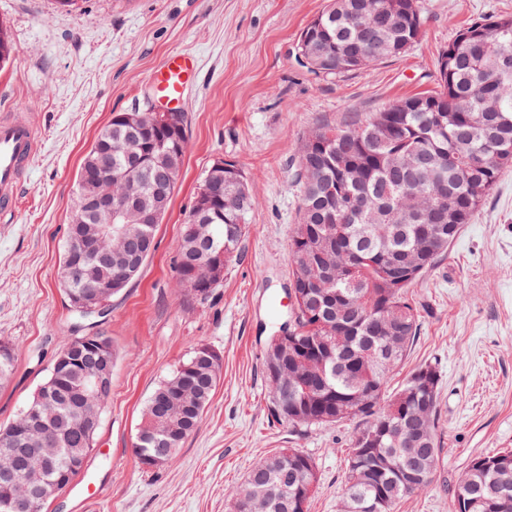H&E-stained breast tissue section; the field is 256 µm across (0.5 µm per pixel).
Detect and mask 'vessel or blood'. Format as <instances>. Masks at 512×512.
Instances as JSON below:
<instances>
[{
	"instance_id": "1",
	"label": "vessel or blood",
	"mask_w": 512,
	"mask_h": 512,
	"mask_svg": "<svg viewBox=\"0 0 512 512\" xmlns=\"http://www.w3.org/2000/svg\"><path fill=\"white\" fill-rule=\"evenodd\" d=\"M196 72V59L186 53L169 55L151 77L155 96L179 106ZM38 148L34 127L19 112L0 114V217L13 214L19 189Z\"/></svg>"
}]
</instances>
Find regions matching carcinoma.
I'll return each instance as SVG.
<instances>
[{
    "mask_svg": "<svg viewBox=\"0 0 512 512\" xmlns=\"http://www.w3.org/2000/svg\"><path fill=\"white\" fill-rule=\"evenodd\" d=\"M424 24L421 0L405 6L399 0H330L300 34L296 56L315 59L308 71L335 75L358 71L403 56L417 42ZM512 44V19L476 22L459 31L453 52L437 60L438 89L401 98L377 112L356 115L336 128L318 126L295 149L294 184L299 191L297 224L288 246L289 287L300 293L289 311V331L299 339L304 359L314 357L311 343L325 339L330 357L325 370L286 363L296 374V389L280 391L265 378L274 402L270 415L296 432L346 421L359 422L344 469L345 499L341 512H392L403 498L430 486L441 454L439 388L417 383L421 373L440 379L438 368L423 364L409 373L400 390L389 392L419 334L417 308L407 290L448 251L463 225L470 223L504 170L512 167V66L501 63L499 48ZM146 119L159 127L134 128L124 113L112 116L85 155L76 180L77 195L92 194L97 183L88 169L106 150L112 168V198L135 188L141 201L153 203L169 170L181 168L189 145L182 112H151ZM139 146L144 161L139 184L126 182L124 147ZM257 204L249 184L234 183L208 168L182 225L174 256L180 298L194 307L207 303L224 282L219 274L209 284L190 287L195 273L207 270L209 256L224 253V268L238 258L248 216ZM170 202L151 224L140 226L145 248L138 267L124 280L118 269L90 256V277H62L69 304L89 300L104 288L109 303L141 273L156 248L155 231ZM413 258L422 269L393 277ZM355 266L352 284L340 277ZM201 346L190 349L173 373L152 391L134 441V454L146 469H156L162 433L153 428L161 402L191 378L189 395L197 416L171 406L168 420L178 433L166 460L178 456L185 437L195 433L221 379L220 366L201 365ZM16 353L0 342V386L14 372ZM82 371L76 363L50 366L44 383L52 390L43 426L53 439L21 437L34 448H55L51 461L37 458L28 475L56 480L71 472L74 457H86L96 433L78 431L76 411ZM317 477L314 460L293 448H281L260 459L233 495L244 497L250 512H289L298 484ZM454 506L465 502L470 512H512V454L474 458L453 494Z\"/></svg>",
    "mask_w": 512,
    "mask_h": 512,
    "instance_id": "1",
    "label": "carcinoma"
}]
</instances>
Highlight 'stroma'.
<instances>
[{
    "label": "stroma",
    "mask_w": 512,
    "mask_h": 512,
    "mask_svg": "<svg viewBox=\"0 0 512 512\" xmlns=\"http://www.w3.org/2000/svg\"><path fill=\"white\" fill-rule=\"evenodd\" d=\"M325 5L77 0L64 9L57 0H0L13 45L0 68V113H24L39 140L16 212L0 221V340L16 352L14 375L0 388V426L43 382L55 353L83 333L60 276L86 153L113 114L153 101L151 75L167 55L187 52L199 62L181 105L189 147L157 248L98 321L118 356L112 395L74 480L93 491L92 512H230L252 466L281 448L316 464L309 512L340 510L354 424L298 434L272 422L263 377L264 339L276 330L274 312L290 281L288 238L298 210L290 159L313 127L333 128L433 90L439 52L470 23L512 17V0H422L426 23L403 57L317 76L296 63L294 48ZM219 157L242 168L257 205L222 286L189 308L173 257L201 175ZM409 294L419 336L402 371L439 369L443 448L431 485L394 512H453V489L469 462L512 448V168ZM196 344L221 352V381L176 461L145 469L132 446L146 401Z\"/></svg>",
    "instance_id": "stroma-1"
}]
</instances>
